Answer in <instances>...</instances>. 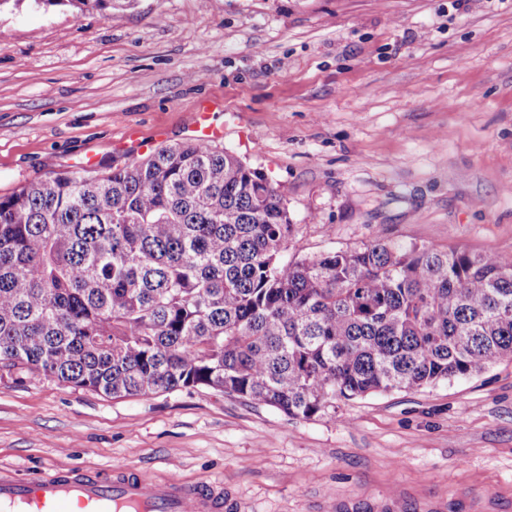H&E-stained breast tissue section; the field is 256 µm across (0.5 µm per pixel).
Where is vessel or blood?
I'll return each mask as SVG.
<instances>
[{
	"instance_id": "vessel-or-blood-1",
	"label": "vessel or blood",
	"mask_w": 512,
	"mask_h": 512,
	"mask_svg": "<svg viewBox=\"0 0 512 512\" xmlns=\"http://www.w3.org/2000/svg\"><path fill=\"white\" fill-rule=\"evenodd\" d=\"M221 485H191L172 475L152 481L124 471L57 470L24 479L0 468V512H223Z\"/></svg>"
}]
</instances>
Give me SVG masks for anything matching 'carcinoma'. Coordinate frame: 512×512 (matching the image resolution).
Here are the masks:
<instances>
[{
  "label": "carcinoma",
  "mask_w": 512,
  "mask_h": 512,
  "mask_svg": "<svg viewBox=\"0 0 512 512\" xmlns=\"http://www.w3.org/2000/svg\"><path fill=\"white\" fill-rule=\"evenodd\" d=\"M294 231L280 189L211 143L31 182L0 197V370L311 420L512 358V255L377 241L284 261Z\"/></svg>",
  "instance_id": "cac0c4a2"
}]
</instances>
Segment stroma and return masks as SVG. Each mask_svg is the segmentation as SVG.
Returning <instances> with one entry per match:
<instances>
[{
	"label": "stroma",
	"instance_id": "1",
	"mask_svg": "<svg viewBox=\"0 0 512 512\" xmlns=\"http://www.w3.org/2000/svg\"><path fill=\"white\" fill-rule=\"evenodd\" d=\"M0 29V196L191 140L206 102L285 195V260L512 254V0H24ZM1 466L218 481L224 512H512V360L311 420L6 375Z\"/></svg>",
	"mask_w": 512,
	"mask_h": 512
}]
</instances>
